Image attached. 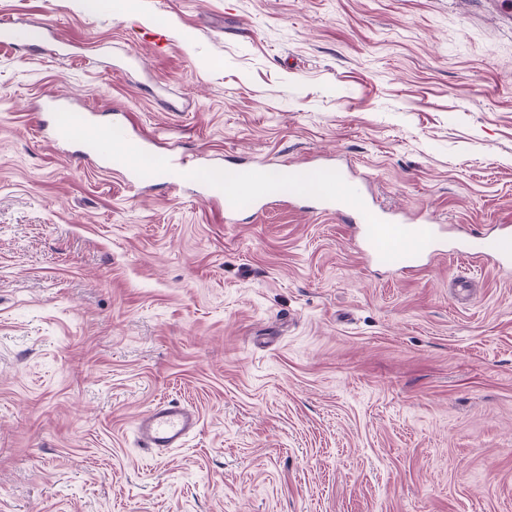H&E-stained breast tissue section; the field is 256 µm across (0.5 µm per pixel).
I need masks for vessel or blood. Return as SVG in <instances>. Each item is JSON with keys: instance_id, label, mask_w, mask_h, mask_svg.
Instances as JSON below:
<instances>
[{"instance_id": "b4317fda", "label": "vessel or blood", "mask_w": 512, "mask_h": 512, "mask_svg": "<svg viewBox=\"0 0 512 512\" xmlns=\"http://www.w3.org/2000/svg\"><path fill=\"white\" fill-rule=\"evenodd\" d=\"M50 104L57 112L54 136L58 140L70 138L73 128L83 125L87 119L86 114L75 112L67 100L54 98ZM140 144L150 151L151 168L141 170L130 166L126 157L114 150L111 140L105 137L87 141L84 152L100 159L107 169L130 183L162 180L168 183L195 184L210 202L223 204L224 214L228 217L256 211L265 201L274 197L281 200L293 197L295 191L287 187L285 181L296 174L302 173L314 180L326 175L332 178L345 175L344 170L325 165L281 169L276 176L284 182L285 187L277 191L272 188L264 170L241 167L234 180L224 182L215 179L212 171L188 164L183 157L155 150L153 137H141ZM352 192L362 198L360 208L345 206L337 196L333 182L324 184L316 193L311 194L310 199L321 211L350 218L352 223L358 224L371 262L385 268L412 271L423 259L438 253L445 228L436 217H427L421 224H408L365 201V191L361 184H354ZM469 251L475 257L494 256L499 266H512V229L504 230L492 239L478 233L472 234ZM199 424L198 412L169 400L153 403L137 419L143 446L158 455L182 447Z\"/></svg>"}]
</instances>
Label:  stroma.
<instances>
[{
	"label": "stroma",
	"mask_w": 512,
	"mask_h": 512,
	"mask_svg": "<svg viewBox=\"0 0 512 512\" xmlns=\"http://www.w3.org/2000/svg\"><path fill=\"white\" fill-rule=\"evenodd\" d=\"M0 512H512V28L478 0H0ZM198 167L333 160L446 221L370 264L349 224L128 187L51 97ZM476 278L469 300L451 281ZM199 431L159 458L155 401ZM56 111V126L54 136L57 140H67L75 126H82L87 114L75 112L70 102L60 98H53L49 102ZM502 227L504 231L493 239H487L479 233H472L468 247L470 254L473 257L492 255L500 267L512 266V227L511 225ZM199 424L198 412L169 400L153 403L137 419L144 448H149L156 455H163L172 448H181Z\"/></svg>",
	"instance_id": "obj_1"
}]
</instances>
